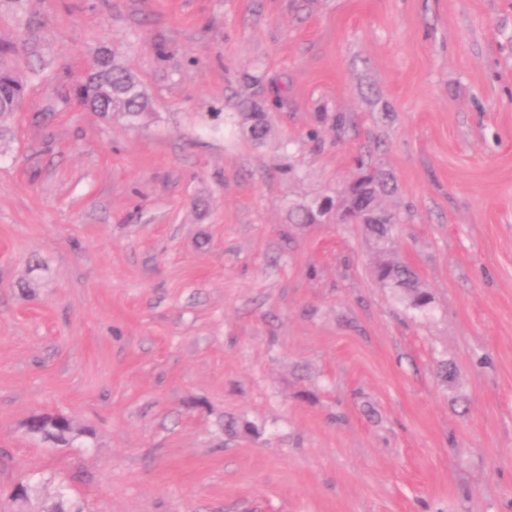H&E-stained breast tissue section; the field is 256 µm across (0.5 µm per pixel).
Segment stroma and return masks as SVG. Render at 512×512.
Listing matches in <instances>:
<instances>
[{
  "instance_id": "35a3bbf8",
  "label": "stroma",
  "mask_w": 512,
  "mask_h": 512,
  "mask_svg": "<svg viewBox=\"0 0 512 512\" xmlns=\"http://www.w3.org/2000/svg\"><path fill=\"white\" fill-rule=\"evenodd\" d=\"M23 30L0 512H512V0H0V41ZM103 47L139 125L68 92ZM364 156L428 310L363 226L288 218ZM37 411L84 436L29 437ZM242 106L245 110L249 111L244 113L247 119L251 121L248 128L251 138L255 141L264 140L270 132L264 110L255 107L249 102L243 103Z\"/></svg>"
}]
</instances>
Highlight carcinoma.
<instances>
[{
    "instance_id": "1",
    "label": "carcinoma",
    "mask_w": 512,
    "mask_h": 512,
    "mask_svg": "<svg viewBox=\"0 0 512 512\" xmlns=\"http://www.w3.org/2000/svg\"><path fill=\"white\" fill-rule=\"evenodd\" d=\"M25 81L16 65L0 68V136L7 130V122L15 112V104L24 98ZM76 98L89 110L112 119L121 118L130 124L140 122L149 113L148 98L137 76L122 62L117 51L95 58L93 65L78 76L73 84ZM247 119L251 121L249 133L253 140L262 141L269 134L265 112L249 102L243 103ZM360 182L353 188L358 198L368 193L373 207L381 213L380 223L366 225L375 241L376 257L372 274L386 288H394L402 299L415 310H424L432 302V296L417 272L409 265L391 257L385 242L394 237L399 219L382 209L379 197L393 190L392 178L374 168H366L359 175ZM320 214L318 202L292 208L290 218L297 224H313ZM44 429L52 434L61 446L72 441L75 428L59 423L48 415Z\"/></svg>"
}]
</instances>
